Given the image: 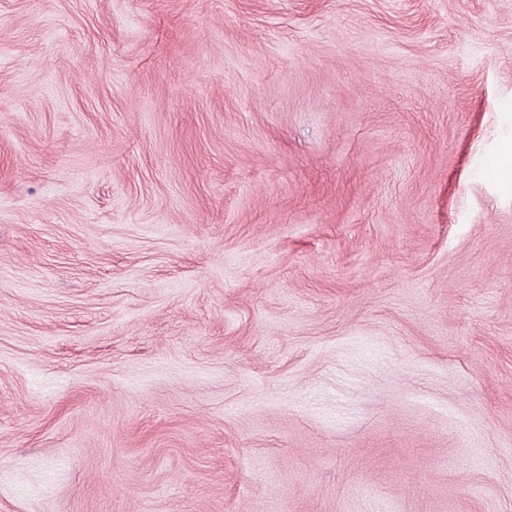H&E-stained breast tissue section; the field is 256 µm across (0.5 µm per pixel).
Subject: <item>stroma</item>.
<instances>
[{
    "instance_id": "stroma-1",
    "label": "stroma",
    "mask_w": 512,
    "mask_h": 512,
    "mask_svg": "<svg viewBox=\"0 0 512 512\" xmlns=\"http://www.w3.org/2000/svg\"><path fill=\"white\" fill-rule=\"evenodd\" d=\"M512 0H0V512H512Z\"/></svg>"
}]
</instances>
